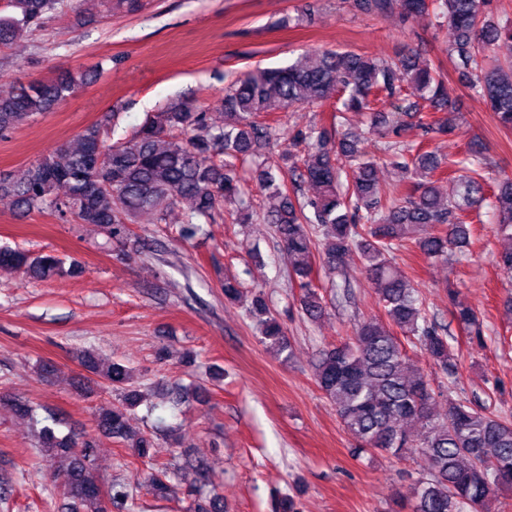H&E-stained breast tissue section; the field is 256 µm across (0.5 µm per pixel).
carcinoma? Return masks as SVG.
<instances>
[{
	"label": "carcinoma",
	"mask_w": 512,
	"mask_h": 512,
	"mask_svg": "<svg viewBox=\"0 0 512 512\" xmlns=\"http://www.w3.org/2000/svg\"><path fill=\"white\" fill-rule=\"evenodd\" d=\"M64 0H5L9 15H0V43L17 31L38 26L45 14ZM352 8L371 19L400 10L405 20L435 19L456 34L448 59L467 88L485 99L498 126L512 131V57L491 54L501 40L512 42V15L488 19L490 0H352ZM79 83L74 74L35 82L0 93V132L6 133L64 101ZM334 98L340 112L366 115L368 133L383 140L376 153L366 151V137L336 126H311L298 131L297 153L283 152L266 162L258 151L277 140V127L266 121L268 108L303 107ZM394 112L387 115L381 106ZM457 109L450 98L441 65L410 49L396 59L370 57L340 49H314L277 68H255L239 75L225 89L222 126L209 123L208 113L190 102H175L147 115L130 135L109 143L100 130L89 128L77 147L61 145L35 160L22 177L0 180V192L17 207L40 210L50 206L61 217L93 224L114 242L122 241L128 225L145 212L157 223L169 211L187 204L183 233L210 223L230 207L235 224H249L254 212L246 201L248 188L238 167L248 165L253 180L268 200L260 220L274 227L280 248L291 262V280L300 290V305L310 320L327 312L328 303L315 283L318 270L342 276L353 257L371 281L382 311L354 323L353 337L329 345L315 355L313 378L336 408L344 430L359 452L376 449L400 458L418 453L425 472L401 499L407 512H492L503 491L512 490V419L486 406L446 395L447 409L434 411L442 393L432 375L409 367L400 336L413 339L425 352L435 373L452 377L457 356L448 339L450 323L429 314L426 302L391 254L409 240L428 260L469 243L466 218L487 209L498 233L512 240V178L505 175L489 186L485 176L488 152L478 145L448 161L428 144L452 133L455 125L438 113ZM409 128L420 131L414 146L403 140ZM392 167L407 184L398 195L379 182L378 171ZM350 168L347 183L341 182ZM452 182L448 195L443 180ZM313 197L300 198L305 186ZM0 271L18 272L45 281L55 276H79L84 268L52 255L0 248ZM224 299L242 301L241 283L224 278ZM261 342L277 356L290 358L287 331L265 297L247 305ZM451 323L470 340H480L483 323L473 308L452 305ZM87 370L118 394V404L102 409L97 427L123 443L140 458L153 447L152 438L132 430L127 411L145 401L131 386L133 373L125 365L84 350ZM41 452L61 458L51 477L63 487L70 512H110L121 506L135 512L133 491L122 479L105 483L98 472L93 442L72 434L40 428ZM191 512H224L223 499L203 493L205 465L187 461L174 467ZM108 485L109 500L98 493ZM158 499L175 493L165 472L151 475Z\"/></svg>",
	"instance_id": "carcinoma-1"
}]
</instances>
